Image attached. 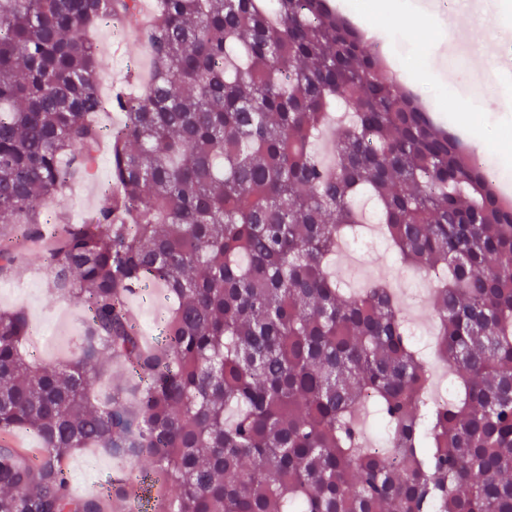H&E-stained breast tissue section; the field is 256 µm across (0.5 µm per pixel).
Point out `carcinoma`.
I'll return each instance as SVG.
<instances>
[{
    "mask_svg": "<svg viewBox=\"0 0 512 512\" xmlns=\"http://www.w3.org/2000/svg\"><path fill=\"white\" fill-rule=\"evenodd\" d=\"M141 0H0V278L41 246L49 291L84 306L79 354L29 357L22 310L0 311V512H109L132 489L73 493L68 459L95 446L147 461L160 512H512V202L475 152L330 0H156L152 79L101 95L91 33ZM336 161L314 144L339 105ZM125 120L106 128L100 113ZM111 152L109 203L48 231L41 209ZM379 223L430 306L452 376L430 374L390 288L348 295L338 242ZM177 299L148 345L128 306ZM137 378L100 398V361ZM375 408L390 450L367 446Z\"/></svg>",
    "mask_w": 512,
    "mask_h": 512,
    "instance_id": "cac0c4a2",
    "label": "carcinoma"
}]
</instances>
